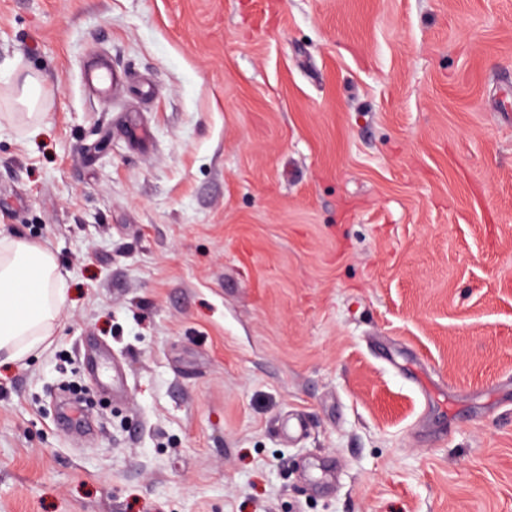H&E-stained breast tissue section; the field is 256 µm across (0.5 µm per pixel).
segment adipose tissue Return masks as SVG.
<instances>
[{"label":"adipose tissue","instance_id":"obj_1","mask_svg":"<svg viewBox=\"0 0 512 512\" xmlns=\"http://www.w3.org/2000/svg\"><path fill=\"white\" fill-rule=\"evenodd\" d=\"M62 276L53 254L27 241L0 243V357L23 360L50 336L62 313Z\"/></svg>","mask_w":512,"mask_h":512}]
</instances>
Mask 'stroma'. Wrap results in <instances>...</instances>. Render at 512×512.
I'll return each mask as SVG.
<instances>
[{"instance_id":"35a3bbf8","label":"stroma","mask_w":512,"mask_h":512,"mask_svg":"<svg viewBox=\"0 0 512 512\" xmlns=\"http://www.w3.org/2000/svg\"><path fill=\"white\" fill-rule=\"evenodd\" d=\"M3 238L0 512H512V0H0ZM81 79L85 84L95 86L102 100L109 98L111 88L116 82L115 73L107 67L84 69L81 72ZM53 254L39 244L0 240V363L19 362L51 336L64 304Z\"/></svg>"}]
</instances>
